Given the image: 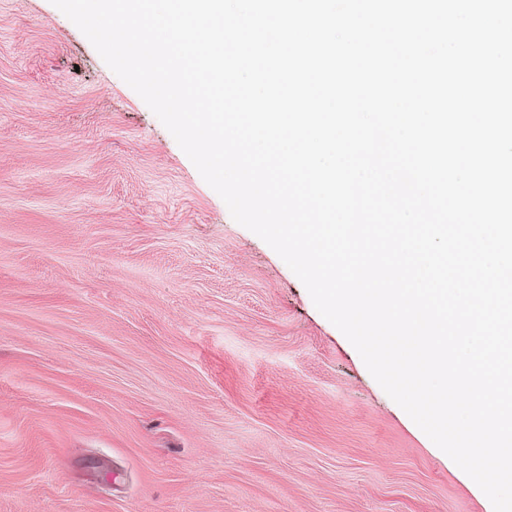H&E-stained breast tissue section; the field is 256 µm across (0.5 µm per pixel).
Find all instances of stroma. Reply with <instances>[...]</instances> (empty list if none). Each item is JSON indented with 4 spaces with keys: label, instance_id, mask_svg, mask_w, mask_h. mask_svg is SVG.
<instances>
[{
    "label": "stroma",
    "instance_id": "stroma-1",
    "mask_svg": "<svg viewBox=\"0 0 512 512\" xmlns=\"http://www.w3.org/2000/svg\"><path fill=\"white\" fill-rule=\"evenodd\" d=\"M51 0H0V512H489Z\"/></svg>",
    "mask_w": 512,
    "mask_h": 512
}]
</instances>
